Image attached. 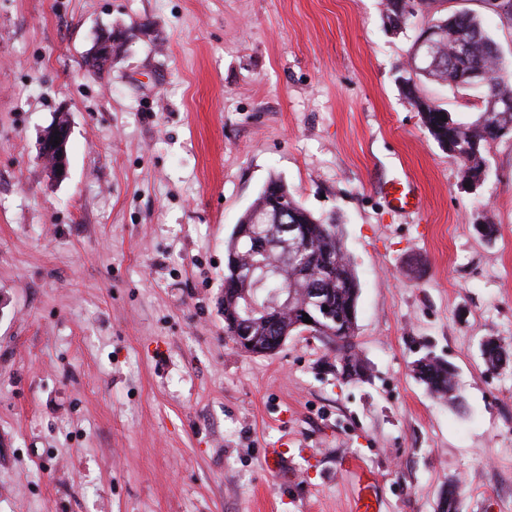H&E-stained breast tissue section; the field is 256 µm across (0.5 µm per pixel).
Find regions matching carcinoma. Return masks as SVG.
Masks as SVG:
<instances>
[{
    "label": "carcinoma",
    "instance_id": "obj_1",
    "mask_svg": "<svg viewBox=\"0 0 512 512\" xmlns=\"http://www.w3.org/2000/svg\"><path fill=\"white\" fill-rule=\"evenodd\" d=\"M400 0H386V18L393 28H402L410 20L411 15L399 8ZM413 11L417 13L434 11L438 17L431 22L440 30L437 39V58L428 62L422 61L423 49L412 48L410 60L413 61L415 74L456 85L470 83V75L482 72L487 76L483 86V111L472 124L457 123L446 116L439 106L416 99L418 107L425 114L426 123L433 137L445 144L452 139L458 144L462 175L471 171H480L486 166L485 145L475 149L472 143L483 139L485 123L491 122L512 130V82L505 79L502 71V58L497 43L485 30L480 16L469 10H458L439 14V9L447 0H410ZM288 197V203L297 215L298 223L304 225L305 234L311 244V253L316 259L330 257L332 268L323 273V281L328 288L331 304L336 312L343 315L339 324H328L326 330L319 331L318 338L332 345L336 350V360L349 361L355 367L364 368L355 350V333L357 327L358 300L360 283L355 270L345 253L337 225L324 224L316 219L311 212L300 206L291 196L288 187L280 180L272 178L262 189L255 202L239 219L241 224H264L273 230L277 224L278 213L275 201L278 197ZM307 280L303 277H292L289 270L284 269L279 277L268 282L266 292L283 288L291 289L298 299H303ZM252 294V283L235 276L232 269L224 274V333L230 335L227 320L231 318H248L254 324L253 336L256 339L252 353L260 355L266 347V329L264 317L255 314L248 316L243 303L244 297ZM508 353L495 338L486 339V351L483 360L489 370H496ZM422 382L428 393L439 399H456L454 376L448 373V367L438 362H429L421 369Z\"/></svg>",
    "mask_w": 512,
    "mask_h": 512
}]
</instances>
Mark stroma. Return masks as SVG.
Here are the masks:
<instances>
[{
	"label": "stroma",
	"mask_w": 512,
	"mask_h": 512,
	"mask_svg": "<svg viewBox=\"0 0 512 512\" xmlns=\"http://www.w3.org/2000/svg\"><path fill=\"white\" fill-rule=\"evenodd\" d=\"M448 5L482 13L512 80V18ZM425 22L390 29L385 0H0V512H348L347 456L383 512H436L451 481L458 512H512V359L480 351L512 352V134L463 188L415 101L465 124L482 104L411 77ZM62 112L57 180L37 152ZM272 178L341 230L365 380L310 336L268 357L224 334L227 241ZM393 179L420 210L387 206ZM428 351L461 406L415 377ZM112 38L115 40L114 33L112 34V32L107 31L97 37L92 48L84 57L85 68L96 73L99 70H106L111 66L112 51L109 46L112 45Z\"/></svg>",
	"instance_id": "stroma-1"
}]
</instances>
